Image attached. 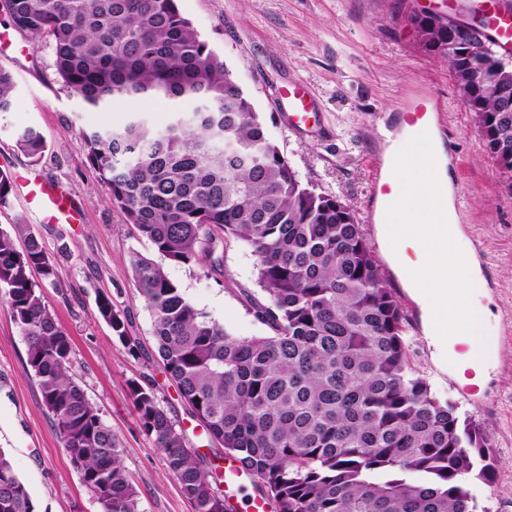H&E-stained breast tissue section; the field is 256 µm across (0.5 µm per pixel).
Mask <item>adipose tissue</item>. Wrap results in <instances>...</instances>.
I'll return each instance as SVG.
<instances>
[{"instance_id":"adipose-tissue-1","label":"adipose tissue","mask_w":512,"mask_h":512,"mask_svg":"<svg viewBox=\"0 0 512 512\" xmlns=\"http://www.w3.org/2000/svg\"><path fill=\"white\" fill-rule=\"evenodd\" d=\"M422 144L419 153L393 146L386 151L389 176L406 203L398 207L394 223L384 225L383 243L423 306L429 337L463 383L479 386L488 360L497 353L495 329L488 308L470 302L483 279L461 237L442 141L431 132ZM455 306L463 317L452 325L448 310Z\"/></svg>"}]
</instances>
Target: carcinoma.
<instances>
[{"instance_id": "cac0c4a2", "label": "carcinoma", "mask_w": 512, "mask_h": 512, "mask_svg": "<svg viewBox=\"0 0 512 512\" xmlns=\"http://www.w3.org/2000/svg\"><path fill=\"white\" fill-rule=\"evenodd\" d=\"M11 25L53 40L56 72L88 109L162 97V132L138 117L82 133L90 165L126 223L172 264L222 271L233 242L258 258L267 301L251 300L268 334L234 338L197 309L161 264L133 254L138 298L164 370L211 442L206 460L150 384L133 382L138 421L194 512H236L212 486L226 458L270 512H475L471 480L495 472L489 436L439 400L411 366L404 310L349 207L303 185L251 100L177 0H0ZM424 44L448 61L488 153L512 179V59L458 53L447 19L414 14ZM16 82L0 68V112ZM201 103L189 116L177 106ZM17 147L37 163L33 128ZM41 275V282L32 272ZM57 268L29 224L0 227V302L26 344L55 431L101 512H140L112 430L70 371L71 341L44 303ZM99 316L120 341L127 315L102 293ZM0 512H36L0 449Z\"/></svg>"}]
</instances>
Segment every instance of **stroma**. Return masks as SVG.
Segmentation results:
<instances>
[{"mask_svg":"<svg viewBox=\"0 0 512 512\" xmlns=\"http://www.w3.org/2000/svg\"><path fill=\"white\" fill-rule=\"evenodd\" d=\"M177 5L223 58L298 179L345 202L374 252L382 250L370 197L374 162L388 148V135L401 134L400 117L418 92L442 100L439 136L448 176L459 189V226L480 265L483 286L477 298L490 309L500 344L482 386L458 381L453 364L427 338L420 305L392 268L384 273L407 317L416 374L491 440L495 477L472 482L476 512H512V179L486 151L446 58L426 48L409 22L411 15L428 11L430 0H177ZM0 68L17 82L12 110L0 112V170L36 172L64 187L81 213L76 224H45L14 194L0 206V226L32 225L56 263L57 282L43 286V300L71 339L75 379L124 450L122 464L139 492L142 512H193L163 453L139 426L131 383L154 384L158 399L186 430L190 447L205 453L211 442L166 375L151 315L133 288L131 256L150 253L151 246L110 202L80 138L81 131L95 127L122 128L135 112L161 131L170 109L153 98L117 102L103 112L84 108L56 73L51 38L31 40L2 16ZM296 80L309 87L315 104L314 130L307 134L289 130L280 97L281 88ZM27 126L47 145L36 164L16 146L18 130ZM165 270L185 297L232 337L265 334L249 305L264 297L249 247H228L218 273L203 261L169 263ZM101 292L111 295L116 310L128 313L137 350L114 337L99 317L95 299ZM25 360V341L0 303V449L37 512H100L56 434Z\"/></svg>","mask_w":512,"mask_h":512,"instance_id":"35a3bbf8","label":"stroma"}]
</instances>
